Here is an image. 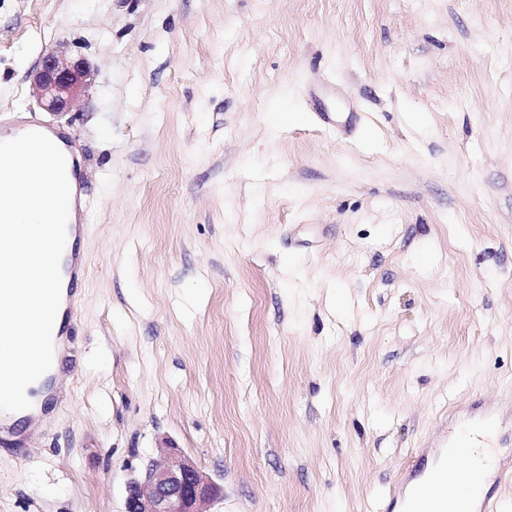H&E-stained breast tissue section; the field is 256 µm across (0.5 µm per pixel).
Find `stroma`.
<instances>
[{"mask_svg":"<svg viewBox=\"0 0 512 512\" xmlns=\"http://www.w3.org/2000/svg\"><path fill=\"white\" fill-rule=\"evenodd\" d=\"M58 48L92 70L62 115L29 79ZM20 120L69 134L89 212L0 512H124L166 441L214 512H386L475 401L512 512V0H0Z\"/></svg>","mask_w":512,"mask_h":512,"instance_id":"1","label":"stroma"}]
</instances>
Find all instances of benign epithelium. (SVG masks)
Here are the masks:
<instances>
[{
  "mask_svg": "<svg viewBox=\"0 0 512 512\" xmlns=\"http://www.w3.org/2000/svg\"><path fill=\"white\" fill-rule=\"evenodd\" d=\"M88 75L84 59L51 52L31 74V87L47 111L65 113L72 110ZM220 493L190 458L170 444L162 449L160 461L128 482L125 512H211L210 505Z\"/></svg>",
  "mask_w": 512,
  "mask_h": 512,
  "instance_id": "7a95c632",
  "label": "benign epithelium"
}]
</instances>
